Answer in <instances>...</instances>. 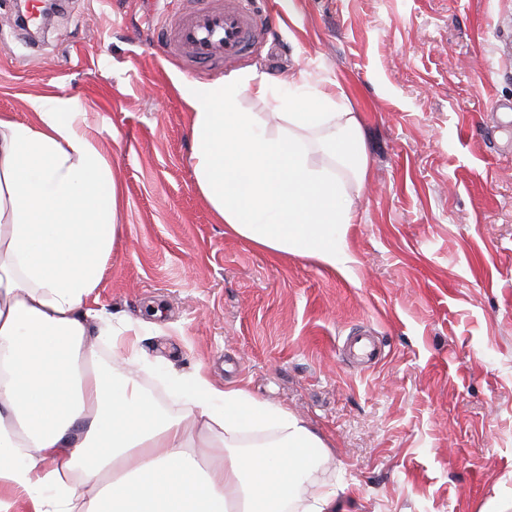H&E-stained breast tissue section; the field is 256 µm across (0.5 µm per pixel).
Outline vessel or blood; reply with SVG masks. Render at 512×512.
<instances>
[{"instance_id":"obj_1","label":"vessel or blood","mask_w":512,"mask_h":512,"mask_svg":"<svg viewBox=\"0 0 512 512\" xmlns=\"http://www.w3.org/2000/svg\"><path fill=\"white\" fill-rule=\"evenodd\" d=\"M272 21L250 0H189L183 12L166 17L169 53L213 65L236 64L263 44Z\"/></svg>"}]
</instances>
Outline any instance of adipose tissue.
<instances>
[{"instance_id": "obj_1", "label": "adipose tissue", "mask_w": 512, "mask_h": 512, "mask_svg": "<svg viewBox=\"0 0 512 512\" xmlns=\"http://www.w3.org/2000/svg\"><path fill=\"white\" fill-rule=\"evenodd\" d=\"M174 88L218 221L270 255L347 273L368 158L345 92L254 70ZM250 100L272 109L249 111ZM28 102L35 122L0 115V498L26 512H348L339 489L303 493L332 460L303 417L150 359L144 323L100 305L121 187L80 96ZM148 367L179 413L146 392Z\"/></svg>"}]
</instances>
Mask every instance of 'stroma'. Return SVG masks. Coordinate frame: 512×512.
<instances>
[{
  "mask_svg": "<svg viewBox=\"0 0 512 512\" xmlns=\"http://www.w3.org/2000/svg\"><path fill=\"white\" fill-rule=\"evenodd\" d=\"M270 5L242 69L339 82L364 131L349 274L216 221L173 84L228 70L166 54L180 0H61L36 41L0 0V114L83 99L123 193L96 293L146 322L148 355L303 416L334 458L315 480L351 512H492L512 500V0ZM361 329L384 343L368 368L342 353Z\"/></svg>",
  "mask_w": 512,
  "mask_h": 512,
  "instance_id": "35a3bbf8",
  "label": "stroma"
}]
</instances>
